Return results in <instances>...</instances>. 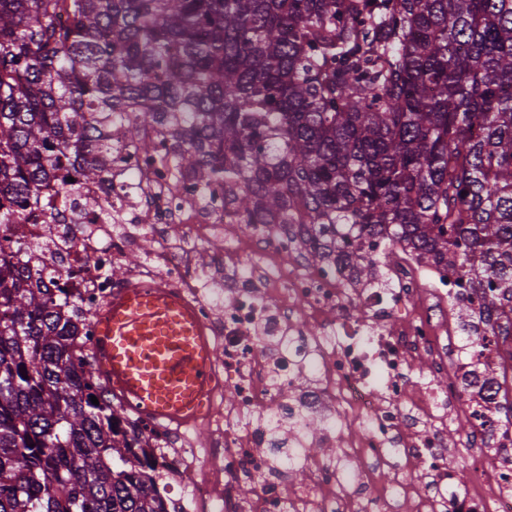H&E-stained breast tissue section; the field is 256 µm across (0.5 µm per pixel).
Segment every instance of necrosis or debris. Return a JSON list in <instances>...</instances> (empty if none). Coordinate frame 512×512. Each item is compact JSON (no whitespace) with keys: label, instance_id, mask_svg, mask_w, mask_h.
<instances>
[{"label":"necrosis or debris","instance_id":"4bbe7bcc","mask_svg":"<svg viewBox=\"0 0 512 512\" xmlns=\"http://www.w3.org/2000/svg\"><path fill=\"white\" fill-rule=\"evenodd\" d=\"M112 174L111 187L82 190L87 201L111 203V223L79 230L12 224L0 229V252L33 269L59 270L57 286L84 312L83 354L94 339L95 313L130 286L169 287L193 307L219 351L210 410L199 421L211 432L210 447H193L188 426L127 409L103 368L93 371L123 429L153 449L166 478L196 471L170 512H394L399 500L408 501V512H512V427L498 420L502 395L483 374L485 366L501 365L502 354L493 348L474 355L459 335L449 308L458 289L446 272L423 270L404 255L380 285L358 286L336 263L307 266L295 227L257 224L238 240L211 210L186 206L184 185H173L166 169L145 171L131 146L117 147ZM147 241L148 255L127 266ZM202 245L213 250L207 268L196 262ZM118 268L123 276H115ZM417 359L423 365L415 373ZM466 381L472 393L462 406L456 395ZM271 408L320 418L322 448L353 429L344 454L360 469L350 477L308 456V481L272 478ZM462 408L484 423L471 437L472 488L452 496L448 423ZM400 464L427 484L425 496L410 498L399 480L393 493L375 491V474ZM245 480L254 485L249 498L238 493Z\"/></svg>","mask_w":512,"mask_h":512}]
</instances>
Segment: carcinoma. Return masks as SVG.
<instances>
[{
  "mask_svg": "<svg viewBox=\"0 0 512 512\" xmlns=\"http://www.w3.org/2000/svg\"><path fill=\"white\" fill-rule=\"evenodd\" d=\"M115 143L311 267H441L471 345L512 337V0H0V225L85 223ZM52 277L0 258V512H169Z\"/></svg>",
  "mask_w": 512,
  "mask_h": 512,
  "instance_id": "obj_1",
  "label": "carcinoma"
}]
</instances>
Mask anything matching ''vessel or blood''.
I'll return each instance as SVG.
<instances>
[{
	"mask_svg": "<svg viewBox=\"0 0 512 512\" xmlns=\"http://www.w3.org/2000/svg\"><path fill=\"white\" fill-rule=\"evenodd\" d=\"M94 332V357L135 410L185 424L204 411L217 350L176 291L125 289L96 313Z\"/></svg>",
	"mask_w": 512,
	"mask_h": 512,
	"instance_id": "obj_1",
	"label": "vessel or blood"
}]
</instances>
